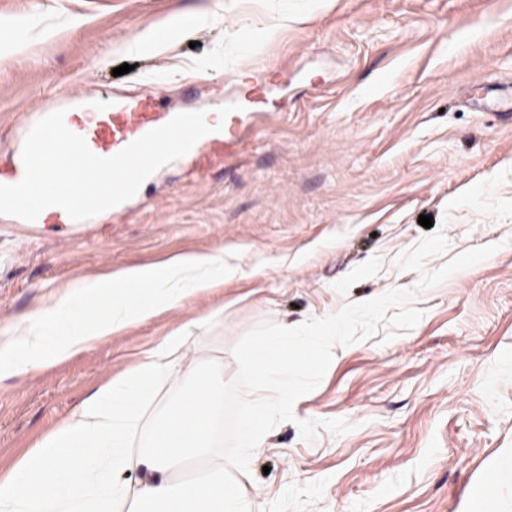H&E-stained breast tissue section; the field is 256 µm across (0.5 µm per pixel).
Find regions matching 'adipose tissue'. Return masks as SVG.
Here are the masks:
<instances>
[{"label":"adipose tissue","instance_id":"1","mask_svg":"<svg viewBox=\"0 0 512 512\" xmlns=\"http://www.w3.org/2000/svg\"><path fill=\"white\" fill-rule=\"evenodd\" d=\"M239 273L218 247L79 279L25 336L0 349V378L71 359ZM343 323L323 317L305 342L286 331L249 351L260 387L241 399L240 452L228 460L220 453L223 364L211 362L209 376L200 378L188 335L165 336L132 370L84 399L0 481V512H113L120 502L127 512H256L237 476L263 448L271 423L302 395L288 380L291 358L300 349L317 356L321 341L336 338ZM177 366L188 386L149 415L158 382ZM134 470L141 477L131 494L123 477Z\"/></svg>","mask_w":512,"mask_h":512}]
</instances>
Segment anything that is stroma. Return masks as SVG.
<instances>
[{
	"mask_svg": "<svg viewBox=\"0 0 512 512\" xmlns=\"http://www.w3.org/2000/svg\"><path fill=\"white\" fill-rule=\"evenodd\" d=\"M215 0H0V169L23 117L92 96L157 111L239 105L245 150L184 175L174 161L122 219L0 220V347L77 279L223 247L240 275L48 368L0 379V475L84 398L192 327L224 364V455L255 386L247 349L344 311L243 478L263 512H512V0H224V23L160 55L119 46ZM282 28L235 66L233 35ZM78 26H71V19ZM133 63L127 74L114 68ZM433 220L419 224L420 215ZM216 312L208 326L200 315Z\"/></svg>",
	"mask_w": 512,
	"mask_h": 512,
	"instance_id": "obj_1",
	"label": "stroma"
}]
</instances>
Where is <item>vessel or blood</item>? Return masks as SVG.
<instances>
[{
  "label": "vessel or blood",
  "instance_id": "b4317fda",
  "mask_svg": "<svg viewBox=\"0 0 512 512\" xmlns=\"http://www.w3.org/2000/svg\"><path fill=\"white\" fill-rule=\"evenodd\" d=\"M172 112L150 111L146 99L118 97L109 105L86 102L80 109L66 113L67 128L84 137L88 148L97 156L110 157L149 131L168 123ZM208 124H220L214 131L198 140L195 151L201 152L203 162L236 157L242 150L232 118H219L217 113L206 115Z\"/></svg>",
  "mask_w": 512,
  "mask_h": 512
}]
</instances>
